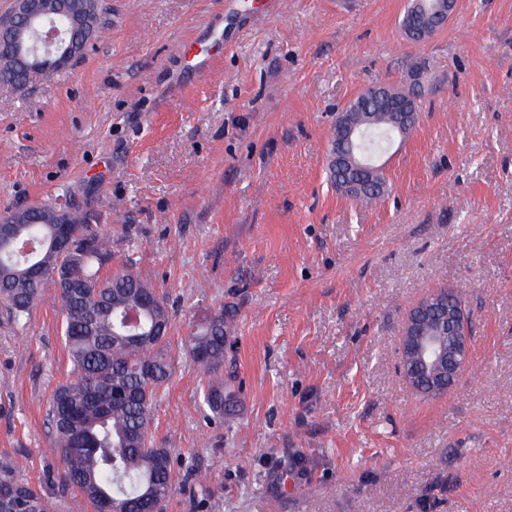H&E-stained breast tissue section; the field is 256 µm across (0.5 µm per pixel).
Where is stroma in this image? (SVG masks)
<instances>
[{
	"mask_svg": "<svg viewBox=\"0 0 512 512\" xmlns=\"http://www.w3.org/2000/svg\"><path fill=\"white\" fill-rule=\"evenodd\" d=\"M407 0H102L86 53L0 85V212L94 217L108 271L164 293L172 342L223 314L213 419L177 360L152 431L164 512H512V0H458L406 41ZM219 48L215 76L191 56ZM425 67L419 123L382 157L378 204L327 177L337 110ZM439 288L471 320L469 371L435 397L398 371L405 318ZM71 374L53 291L0 306V459L64 486L46 413Z\"/></svg>",
	"mask_w": 512,
	"mask_h": 512,
	"instance_id": "stroma-1",
	"label": "stroma"
}]
</instances>
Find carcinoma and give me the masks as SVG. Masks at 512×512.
Listing matches in <instances>:
<instances>
[{"instance_id": "1", "label": "carcinoma", "mask_w": 512, "mask_h": 512, "mask_svg": "<svg viewBox=\"0 0 512 512\" xmlns=\"http://www.w3.org/2000/svg\"><path fill=\"white\" fill-rule=\"evenodd\" d=\"M15 22L0 27V84L23 86L26 70L15 65ZM388 106L363 101L362 111L377 114L375 129L395 136ZM336 190L351 193L350 181L368 183L359 202L384 194L383 171L329 170ZM44 205L25 209L17 224L18 241L0 243V303L17 319L27 317L54 286L63 318L65 348L72 375L53 392L47 417L52 451L63 466L62 481L75 488L94 512H161L173 490L170 451L152 440V405L172 375L169 332L172 317L153 284L126 270L100 271L109 260L108 238L87 217L69 214L73 250L53 245L59 228L44 224ZM228 326L217 314L181 339L178 354L208 377L201 387L204 405L224 417L229 403L224 381L214 375L224 366ZM56 498L21 477L18 466L0 460V512H58Z\"/></svg>"}]
</instances>
